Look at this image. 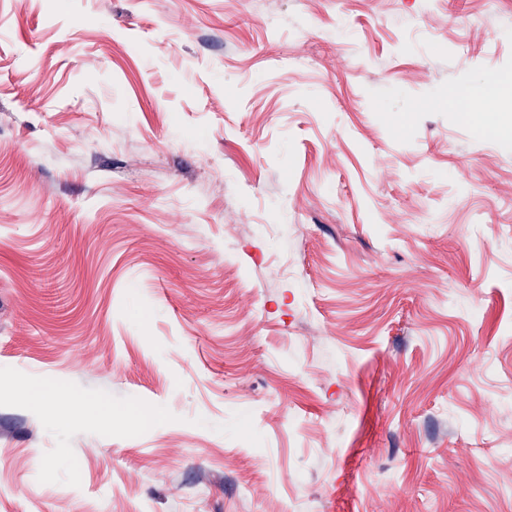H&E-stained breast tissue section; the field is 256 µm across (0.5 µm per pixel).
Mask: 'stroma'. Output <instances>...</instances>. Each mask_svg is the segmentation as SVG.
Segmentation results:
<instances>
[{
	"instance_id": "stroma-1",
	"label": "stroma",
	"mask_w": 512,
	"mask_h": 512,
	"mask_svg": "<svg viewBox=\"0 0 512 512\" xmlns=\"http://www.w3.org/2000/svg\"><path fill=\"white\" fill-rule=\"evenodd\" d=\"M494 75L512 0H0V512H512Z\"/></svg>"
}]
</instances>
